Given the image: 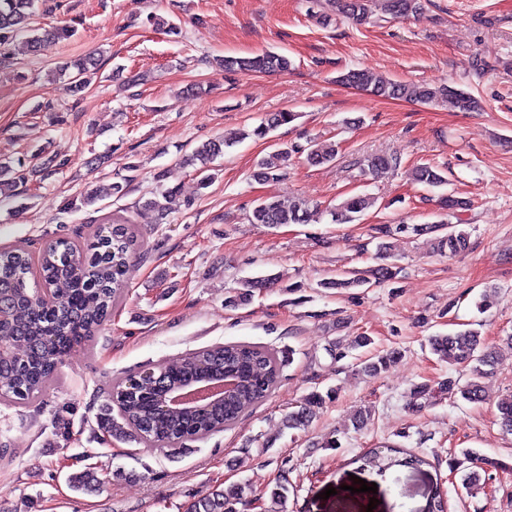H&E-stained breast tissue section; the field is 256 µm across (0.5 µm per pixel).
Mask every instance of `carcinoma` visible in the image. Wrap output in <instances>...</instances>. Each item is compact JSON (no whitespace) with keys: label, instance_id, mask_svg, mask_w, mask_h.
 I'll use <instances>...</instances> for the list:
<instances>
[{"label":"carcinoma","instance_id":"1","mask_svg":"<svg viewBox=\"0 0 512 512\" xmlns=\"http://www.w3.org/2000/svg\"><path fill=\"white\" fill-rule=\"evenodd\" d=\"M426 10V0H336V11L358 25L371 24L382 15L393 18L420 16ZM35 0H0V60L13 40L24 34L27 49L32 56H44L57 43L70 39L75 29L59 25L40 29L35 25ZM287 56L266 51L253 57L226 56L219 66L228 73H272L288 70ZM101 66L99 59L86 56L67 61L60 71L72 76L74 90L84 91L91 76ZM336 82L377 97L404 99L431 105L449 102L460 112H480L483 106L470 93L450 84L432 86L427 83H405L376 75L366 69H348L336 76ZM292 111L278 112L253 130L258 138L271 130L295 120ZM221 152L216 140L202 143L184 163L196 167L202 188L212 181L210 160ZM337 150L332 144H314L307 154L311 165L336 161ZM289 151L277 150L257 163L254 177L259 181L276 180L288 162ZM400 166L397 157L372 155L360 164L364 176H381ZM33 176L24 163H0V199H20V187ZM416 184L438 187L447 184L443 171L431 164H421L411 172ZM128 181L114 182L106 187L88 189L80 199L66 202V209L78 211L109 195H124ZM177 196V188L166 189L162 199L146 201L136 216L118 215L108 219V225L99 228L93 237L81 242L58 238L38 259L15 250L0 249V305L7 315L0 320V336L12 343V354L0 357V403L27 407L41 399L55 384L58 370L66 352L76 344L88 343L122 301L125 292L124 275L135 253L136 218L159 224L168 214L166 201ZM375 198L355 195L329 211L335 224H348L374 207ZM440 219L433 224H380L376 233L390 238L412 232L435 234L433 252L455 256L469 250L468 233L458 229V212L470 203L453 195L439 201ZM317 208L303 200L288 205L274 198L257 201L252 208V224H309L314 221ZM34 285H29V281ZM370 283L358 271L325 282L328 288H355ZM271 278H251L241 282V289L225 298L230 307L247 304L254 290L270 288ZM431 352L448 363L454 373L438 383L437 389L418 385L410 393L409 406L419 408L435 393L450 397L460 396L470 403L485 400L484 387L479 379L494 372L498 360L476 329H466L429 339ZM400 356L389 350L364 366V371L378 375L388 369ZM286 355L274 349L248 342H227L187 353L178 362L127 374L112 383L107 418L101 428L107 437L124 438L147 448L184 451L193 442L235 426L249 410L264 402L277 389ZM229 373L238 380V388L224 398V402L194 411H175L160 405V393L165 386L177 387L190 377ZM331 392L314 389L308 393L299 408L288 413L285 423L290 429L309 426ZM501 426L512 431V396L497 402ZM360 469H393L397 467L419 470L428 464L425 456L408 453L401 448L370 449L358 457ZM452 471H465L463 485L469 493L481 489V482L491 479L490 470L499 469L496 462L473 452L463 453L449 463ZM246 486L234 484L214 491L191 506L190 512H241L247 505Z\"/></svg>","mask_w":512,"mask_h":512}]
</instances>
